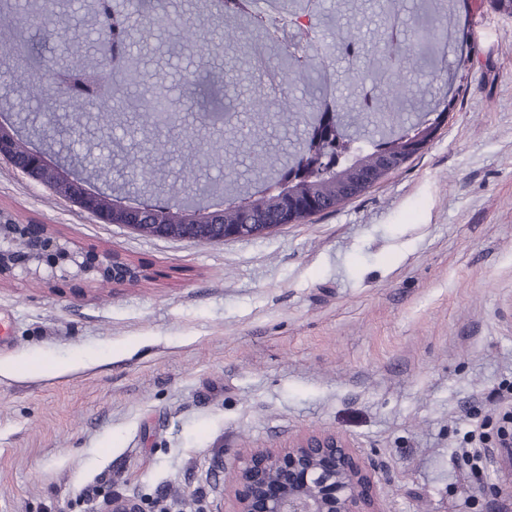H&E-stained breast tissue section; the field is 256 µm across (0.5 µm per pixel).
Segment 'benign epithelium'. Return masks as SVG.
<instances>
[{"label":"benign epithelium","mask_w":512,"mask_h":512,"mask_svg":"<svg viewBox=\"0 0 512 512\" xmlns=\"http://www.w3.org/2000/svg\"><path fill=\"white\" fill-rule=\"evenodd\" d=\"M441 123L427 122L414 135L397 143L396 149L408 158L425 148ZM17 129L0 122V159L15 163L12 143ZM17 169L45 186L66 182L67 198L109 224H121L156 237L188 239L202 244L242 237L264 236L279 228L277 224H252L250 211L244 210L242 224L221 223L222 214L205 211V221L186 224H143L149 214L144 205H124L109 212L95 207L98 193L86 187L84 178L67 169L66 164L49 163L40 147L31 152L28 163ZM379 180L357 178L344 185L343 192L355 198ZM22 233L30 241L20 253L15 235ZM84 277L93 281L123 285L140 277V270L108 256L87 255L68 243L51 237L41 224L0 225V276L20 279ZM223 495L232 503L229 512H382L376 493L375 468L363 461L350 439L331 431L307 430L293 434L283 444L252 448L239 454L232 465V478L225 483ZM107 512H143L135 496L107 502Z\"/></svg>","instance_id":"7a95c632"}]
</instances>
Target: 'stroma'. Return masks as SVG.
Returning a JSON list of instances; mask_svg holds the SVG:
<instances>
[{
    "label": "stroma",
    "instance_id": "1",
    "mask_svg": "<svg viewBox=\"0 0 512 512\" xmlns=\"http://www.w3.org/2000/svg\"><path fill=\"white\" fill-rule=\"evenodd\" d=\"M383 0H322L318 56L345 113L365 122V85L342 49L346 31L387 37ZM406 38L455 31L446 84L428 66L399 68L396 118L425 117L443 92L453 102L435 138L398 171L338 207L256 238L199 244L108 224L0 159V221L47 225L51 236L139 266L136 284L0 278V512H105L134 496L145 512H213L224 474L247 448L305 429L347 436L376 468L382 512H501L481 484L503 480L497 450L479 469L464 455L471 432L512 407V14L496 0H399ZM203 40L219 26L209 0H165ZM70 21L50 39L26 34L33 67L84 55L104 78L92 0H56ZM145 79L164 76L198 140L204 112L275 97L248 61L191 56L172 31L134 28L125 45ZM194 74L195 102L178 98ZM45 102L0 82V120L52 157ZM72 151L111 152L92 188L122 195V156L137 152L157 182L194 158L170 132L172 161L129 138L133 115L104 123L68 113ZM97 488L92 500L81 493Z\"/></svg>",
    "mask_w": 512,
    "mask_h": 512
}]
</instances>
